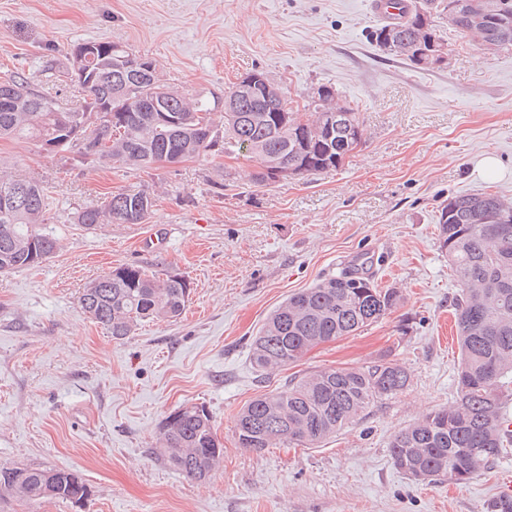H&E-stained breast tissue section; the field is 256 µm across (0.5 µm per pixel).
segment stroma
<instances>
[{
    "label": "stroma",
    "instance_id": "obj_1",
    "mask_svg": "<svg viewBox=\"0 0 512 512\" xmlns=\"http://www.w3.org/2000/svg\"><path fill=\"white\" fill-rule=\"evenodd\" d=\"M372 0H0V63L36 89L78 103L55 82L84 40L125 45L153 60L169 85L216 102L260 69L286 92L322 83L356 108L366 141L339 168L269 186L255 166L224 158L148 171L87 163L0 140V173L50 189L49 230L60 240L39 266L0 275V464L69 469L82 503L0 512H484L512 482V446L456 486L422 485L397 469L395 432L457 396L458 293L440 247L448 197L497 191L512 199V50L448 39L446 65L421 70L370 43L382 17ZM494 159L493 175L480 167ZM161 193L143 224L88 230L78 212L105 192ZM373 260L380 287L400 301L378 323L312 349L299 371L394 360L409 388L375 404L316 448H239L234 416L288 381H263L249 343L289 295ZM128 263L186 277L182 315L142 323L114 341L83 313L85 285ZM202 405L224 463L198 481L164 466L154 437L174 410Z\"/></svg>",
    "mask_w": 512,
    "mask_h": 512
}]
</instances>
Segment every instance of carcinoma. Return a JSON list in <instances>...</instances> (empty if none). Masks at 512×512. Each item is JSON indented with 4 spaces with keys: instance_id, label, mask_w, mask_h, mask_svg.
<instances>
[{
    "instance_id": "cac0c4a2",
    "label": "carcinoma",
    "mask_w": 512,
    "mask_h": 512,
    "mask_svg": "<svg viewBox=\"0 0 512 512\" xmlns=\"http://www.w3.org/2000/svg\"><path fill=\"white\" fill-rule=\"evenodd\" d=\"M393 0L401 11L397 21L376 27L370 34L378 47L388 33L405 41V49L387 52L419 69L425 68L410 50L418 27L447 48L441 25L458 40L474 46L488 41L497 49H512V0ZM492 6L491 20L479 30L471 24L474 6ZM97 49L88 62L91 72H117L124 65L111 49L117 43L92 41ZM151 68L140 85L120 87L119 112L112 126L83 130L84 141L68 142L63 150L80 146L81 154L114 168L151 169L175 156L178 162L224 156H248L257 163L251 181L278 182L270 163L288 159L304 177L335 169L353 152L351 137L365 138L359 113L340 101L335 87L320 84L313 91L292 97H266V85L282 89L266 72L240 112H217L218 106L189 91L166 86L152 60L124 47ZM17 85L22 96L0 94V139L26 140L38 147L48 139L67 136L61 117L68 113L93 114L95 86L79 85L85 106L74 108L31 88L19 72L0 70V84ZM174 96L180 121L159 124L157 107L166 95ZM340 110V124L329 125V111ZM219 127L220 139L203 140L202 124ZM22 185L35 195L31 205L17 211L3 205V192ZM157 191L116 190L98 207L78 213L77 223L88 229L101 224H126L135 213L147 221L156 211ZM512 216V202L495 192L463 194L440 205L439 241L459 288L455 332L460 352L457 398L431 410L399 429L390 441L394 465L417 483L446 480L469 482L490 468L508 439L501 425L508 420L504 400L512 397V222L492 221L498 211ZM49 202L45 187L35 178L0 177V274L36 266L29 245L47 246L52 257L56 236L47 231ZM190 283L139 265H120L97 277L79 297L82 311L114 340L134 335L142 322L164 321L182 315ZM399 294L382 289L372 276L352 267L289 296L256 331L249 345L252 368L269 372L301 361L316 346L351 336L378 322L397 306ZM409 369L381 360L359 367L323 368L296 376L287 384L246 403L236 414L234 438L240 448L262 452L270 448L309 447L319 444L354 423L375 403L403 393L410 385ZM157 455L168 468L197 480L208 478L224 459L212 416L204 406L173 421L165 420L157 438ZM12 496L35 506L55 499L79 503L89 495L82 476L73 470L7 467L0 464V497Z\"/></svg>"
}]
</instances>
